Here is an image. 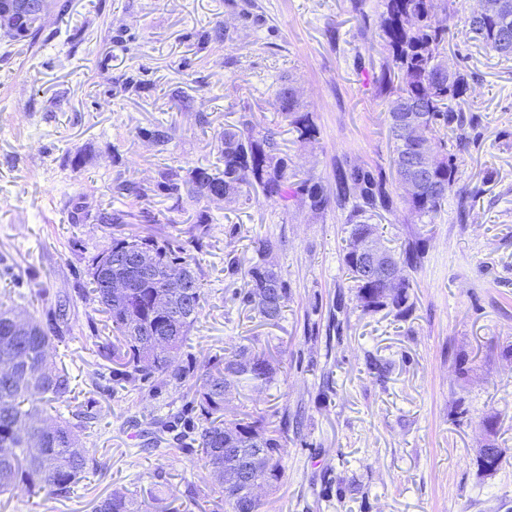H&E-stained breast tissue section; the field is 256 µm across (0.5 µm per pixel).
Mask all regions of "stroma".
Returning a JSON list of instances; mask_svg holds the SVG:
<instances>
[{"label":"stroma","instance_id":"1","mask_svg":"<svg viewBox=\"0 0 512 512\" xmlns=\"http://www.w3.org/2000/svg\"><path fill=\"white\" fill-rule=\"evenodd\" d=\"M65 2L35 42L0 40V293L54 324L49 359L73 392L44 408L90 415L78 435L96 463L66 494L21 485L0 495V512H93L112 491L149 489L171 512H224L200 449L182 447L185 387L113 375L104 355L112 331L87 293L86 265L131 233L199 263L203 310L185 349L195 372L242 346L280 367L272 384L242 379L228 398L288 423L287 478L265 512H512V59L461 36L476 0L438 14L457 32L444 60L471 74L463 111L476 117L461 129L447 202L430 224L399 201L365 214L386 246L422 242L401 315L358 306L342 262L356 200L336 195L338 171L353 165L397 189L378 81L381 0ZM219 26L227 39L203 42ZM288 78L311 141L272 105ZM243 115L278 133L289 182L323 187L322 210L256 187L232 203L157 189L163 171L217 166L219 136ZM159 126L171 134L163 150L148 137ZM120 181L136 193L116 194ZM265 239L288 284L275 324L237 298ZM491 443L505 457L488 474L478 451Z\"/></svg>","mask_w":512,"mask_h":512}]
</instances>
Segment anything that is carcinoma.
I'll use <instances>...</instances> for the list:
<instances>
[{"label":"carcinoma","mask_w":512,"mask_h":512,"mask_svg":"<svg viewBox=\"0 0 512 512\" xmlns=\"http://www.w3.org/2000/svg\"><path fill=\"white\" fill-rule=\"evenodd\" d=\"M441 0H384L380 37L387 50L388 69L381 76L391 97L388 126L394 144L393 167L400 174L399 159L415 154L427 141L436 160L432 184L412 197L402 196L409 214L432 223L448 199L457 180L456 154L445 140L433 146L437 134L455 131L463 125L461 98L469 88L470 74L457 68L442 71L441 57L452 34L437 20ZM500 0H478L480 17L469 12L462 34L476 45L512 58V42L502 43L501 33H512V11L503 13ZM31 16L15 29L3 33L10 41H34L41 34L51 9L50 0H0V12L19 14L23 5ZM419 106L424 140H404L396 122L406 104ZM276 111L289 122L298 138L314 137L315 128L308 114L301 112L294 88L282 84L274 92ZM218 150L224 162L221 171L196 167L183 177L174 170L160 173L157 187L169 195L187 194L209 200L219 196L237 200L244 188L257 186L269 198L286 201L306 193L309 207L320 210L326 196L319 186H294L288 182V155L276 133L256 128L247 116L224 128ZM340 189L359 199V211L381 207L392 200L383 182L368 170L354 166L340 176ZM367 237H378L376 225L365 220L349 224L343 263L355 283L356 298L364 311L392 307L407 309L411 281L409 271L421 263L418 243H409L397 254L386 248L401 275L398 284L385 288L361 278L357 244ZM277 247L271 240L259 246L260 259L246 273L240 303L263 320L278 322L283 315L288 287L280 271L266 261ZM143 256L148 265L116 263L119 256ZM87 274L94 301L111 323L112 342L106 356L127 379L158 375L173 385L189 384L191 402L196 404L202 425L198 433L203 467L211 477V492L224 502V512H264L259 489L272 492L285 481L283 448L288 423L265 425L247 413L228 421L225 389L243 378L263 385L275 381L277 369L262 350L242 347L222 361L214 362L198 376L183 359L187 337L197 323L202 308L199 266L169 241L154 236L117 235L88 260ZM124 287H103L108 279ZM20 313L11 298L0 300V494L19 485L33 492L49 490L66 494L85 474L93 458L80 445L77 423L49 420L43 404L65 401L71 393L67 372L49 362L54 337L36 319L26 316L23 330L16 326ZM157 496L115 491L98 501L94 512H159Z\"/></svg>","instance_id":"cac0c4a2"}]
</instances>
